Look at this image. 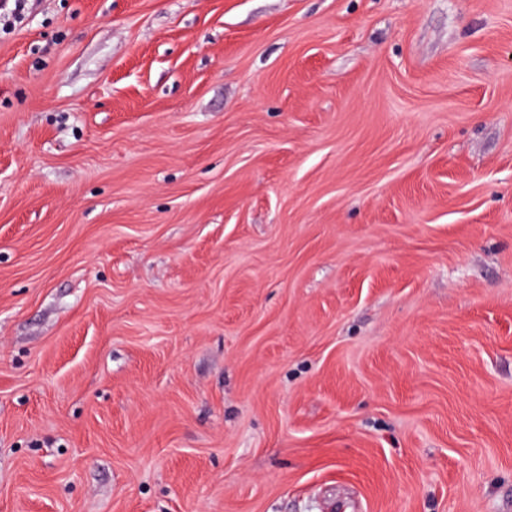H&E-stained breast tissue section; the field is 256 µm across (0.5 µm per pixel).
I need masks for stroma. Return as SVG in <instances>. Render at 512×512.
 Returning a JSON list of instances; mask_svg holds the SVG:
<instances>
[{"label":"stroma","instance_id":"35a3bbf8","mask_svg":"<svg viewBox=\"0 0 512 512\" xmlns=\"http://www.w3.org/2000/svg\"><path fill=\"white\" fill-rule=\"evenodd\" d=\"M0 512H512V0L0 29Z\"/></svg>","mask_w":512,"mask_h":512}]
</instances>
